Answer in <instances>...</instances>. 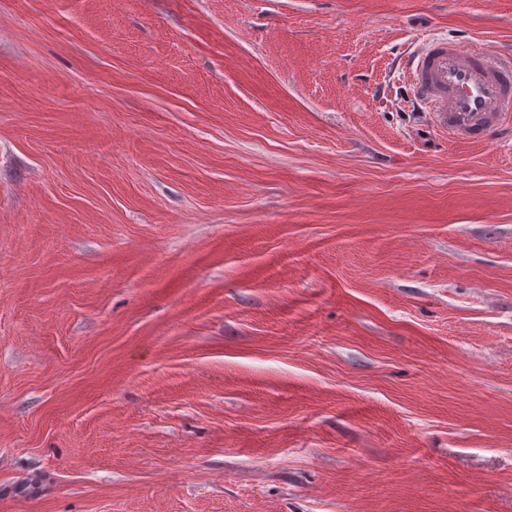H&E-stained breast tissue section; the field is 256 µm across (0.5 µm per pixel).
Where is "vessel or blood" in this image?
Returning a JSON list of instances; mask_svg holds the SVG:
<instances>
[{"label": "vessel or blood", "mask_w": 512, "mask_h": 512, "mask_svg": "<svg viewBox=\"0 0 512 512\" xmlns=\"http://www.w3.org/2000/svg\"><path fill=\"white\" fill-rule=\"evenodd\" d=\"M405 76L445 133L483 141L512 116V60L496 50H468L439 38L407 55Z\"/></svg>", "instance_id": "b4317fda"}]
</instances>
